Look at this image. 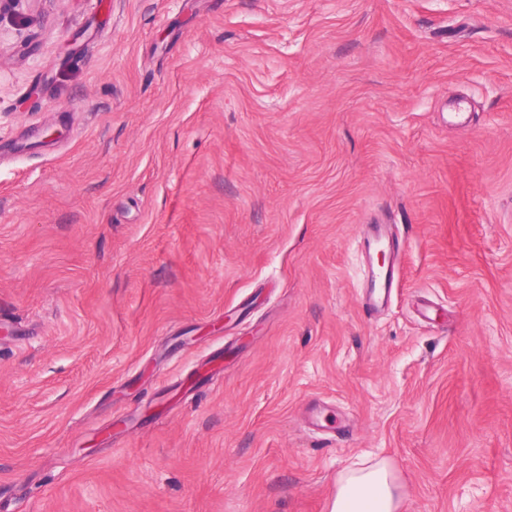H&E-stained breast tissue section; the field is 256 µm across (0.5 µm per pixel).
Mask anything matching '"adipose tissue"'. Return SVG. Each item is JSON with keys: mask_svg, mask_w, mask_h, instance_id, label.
I'll use <instances>...</instances> for the list:
<instances>
[{"mask_svg": "<svg viewBox=\"0 0 512 512\" xmlns=\"http://www.w3.org/2000/svg\"><path fill=\"white\" fill-rule=\"evenodd\" d=\"M403 502V486L392 465L376 459L338 475L330 512H402Z\"/></svg>", "mask_w": 512, "mask_h": 512, "instance_id": "adipose-tissue-1", "label": "adipose tissue"}]
</instances>
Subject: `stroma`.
I'll use <instances>...</instances> for the list:
<instances>
[{
  "label": "stroma",
  "mask_w": 512,
  "mask_h": 512,
  "mask_svg": "<svg viewBox=\"0 0 512 512\" xmlns=\"http://www.w3.org/2000/svg\"><path fill=\"white\" fill-rule=\"evenodd\" d=\"M364 458L512 512V0H15L0 512H329ZM369 232L364 239V248L369 260L367 275L368 301H362L370 313L385 304L390 295L397 274L399 245L389 232L387 224H368ZM387 258L384 262L381 255Z\"/></svg>",
  "instance_id": "stroma-1"
}]
</instances>
